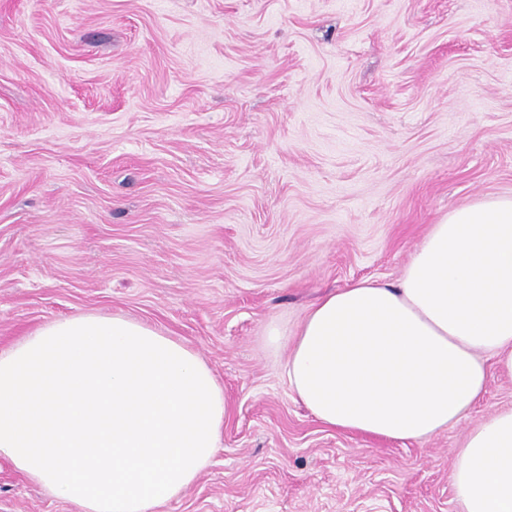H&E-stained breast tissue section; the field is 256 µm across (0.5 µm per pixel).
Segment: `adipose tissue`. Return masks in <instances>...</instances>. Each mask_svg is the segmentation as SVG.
I'll use <instances>...</instances> for the list:
<instances>
[{"instance_id": "obj_1", "label": "adipose tissue", "mask_w": 512, "mask_h": 512, "mask_svg": "<svg viewBox=\"0 0 512 512\" xmlns=\"http://www.w3.org/2000/svg\"><path fill=\"white\" fill-rule=\"evenodd\" d=\"M284 371L323 425L427 441L512 378V195L431 225L399 278H364L311 304ZM224 388L185 343L147 323L83 313L0 350V459L74 512H154L210 464ZM461 512H512V407L472 429L453 471Z\"/></svg>"}]
</instances>
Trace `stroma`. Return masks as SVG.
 <instances>
[{"label":"stroma","mask_w":512,"mask_h":512,"mask_svg":"<svg viewBox=\"0 0 512 512\" xmlns=\"http://www.w3.org/2000/svg\"><path fill=\"white\" fill-rule=\"evenodd\" d=\"M512 194V0H0V349L121 314L224 387L211 465L157 512H460L497 377L423 442L319 423L287 347L324 292L396 280ZM0 512H72L0 459Z\"/></svg>","instance_id":"obj_1"}]
</instances>
